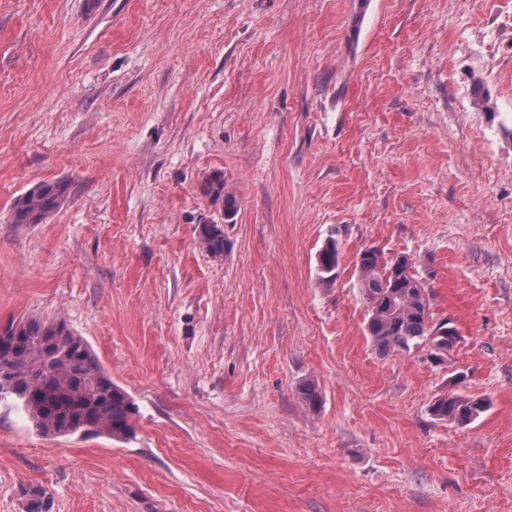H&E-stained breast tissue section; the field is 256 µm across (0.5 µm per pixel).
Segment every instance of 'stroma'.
<instances>
[{
	"label": "stroma",
	"instance_id": "35a3bbf8",
	"mask_svg": "<svg viewBox=\"0 0 512 512\" xmlns=\"http://www.w3.org/2000/svg\"><path fill=\"white\" fill-rule=\"evenodd\" d=\"M366 248L454 320L443 363L373 348ZM31 316L88 340L136 436L0 404V512H512V0H0V325ZM451 391L488 411L437 419ZM201 194L209 198L212 203L221 202L224 207V216L233 213L236 207V201L233 197L224 196V177L222 174H214L207 177L200 185ZM66 186L60 183L40 184L19 197L13 206L11 224L20 228L40 224L61 203ZM198 238L202 247L213 256L224 255L226 242L224 228L220 224L199 225Z\"/></svg>",
	"mask_w": 512,
	"mask_h": 512
}]
</instances>
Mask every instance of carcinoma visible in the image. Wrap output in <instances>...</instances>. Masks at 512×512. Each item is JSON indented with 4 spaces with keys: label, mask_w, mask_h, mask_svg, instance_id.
<instances>
[{
    "label": "carcinoma",
    "mask_w": 512,
    "mask_h": 512,
    "mask_svg": "<svg viewBox=\"0 0 512 512\" xmlns=\"http://www.w3.org/2000/svg\"><path fill=\"white\" fill-rule=\"evenodd\" d=\"M66 186L40 184L19 197L11 223L20 228L40 224L61 203ZM201 194L222 203L229 216L236 201L224 195V177L217 173L200 185ZM202 247L213 256L226 250L220 224L199 225ZM321 273L332 277L339 262L336 241L329 240L318 255ZM359 288L366 306V335L381 355L425 347L442 361L460 341L450 319L433 322L430 296L410 260L385 258L374 248L357 259ZM20 405L35 430L46 437L106 435L130 439L135 435L138 407L104 371L87 340L62 318H27L0 329V402ZM488 402L452 393L431 407L441 420L468 425L487 411Z\"/></svg>",
    "instance_id": "carcinoma-1"
}]
</instances>
